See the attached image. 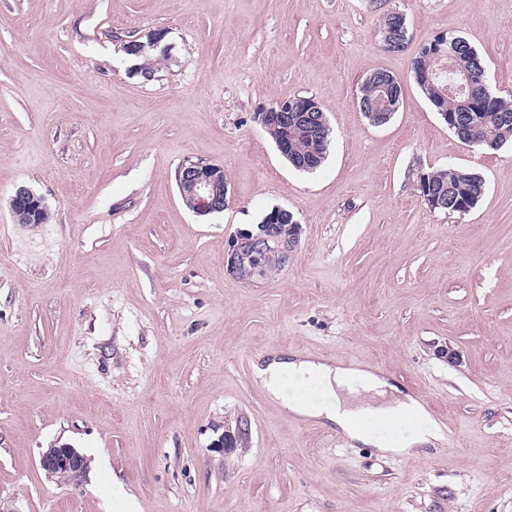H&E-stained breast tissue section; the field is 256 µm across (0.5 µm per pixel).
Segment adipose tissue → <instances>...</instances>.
Listing matches in <instances>:
<instances>
[{
  "label": "adipose tissue",
  "instance_id": "adipose-tissue-1",
  "mask_svg": "<svg viewBox=\"0 0 512 512\" xmlns=\"http://www.w3.org/2000/svg\"><path fill=\"white\" fill-rule=\"evenodd\" d=\"M253 379L293 414L339 428L351 440L382 452L413 454L442 439L424 407L370 366L345 367L273 351L254 363ZM289 382L301 385V393L286 395ZM388 418L402 425L399 438L366 426L367 421Z\"/></svg>",
  "mask_w": 512,
  "mask_h": 512
}]
</instances>
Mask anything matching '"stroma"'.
I'll return each mask as SVG.
<instances>
[{
	"mask_svg": "<svg viewBox=\"0 0 512 512\" xmlns=\"http://www.w3.org/2000/svg\"><path fill=\"white\" fill-rule=\"evenodd\" d=\"M157 31L147 79L122 42ZM440 33L512 98V0H0V512H512V143H461L415 83ZM380 68L402 103L377 127L357 95ZM293 95L332 130L312 173L256 119ZM198 159L224 168L222 213L182 203ZM451 164L486 183L462 215L417 189ZM21 186L48 223H15ZM275 207L294 248L238 278L239 232ZM269 350L378 368L448 434L337 445L255 384ZM64 444L78 481L40 466Z\"/></svg>",
	"mask_w": 512,
	"mask_h": 512,
	"instance_id": "1",
	"label": "stroma"
}]
</instances>
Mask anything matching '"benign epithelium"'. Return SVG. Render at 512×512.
I'll return each instance as SVG.
<instances>
[{
    "instance_id": "benign-epithelium-1",
    "label": "benign epithelium",
    "mask_w": 512,
    "mask_h": 512,
    "mask_svg": "<svg viewBox=\"0 0 512 512\" xmlns=\"http://www.w3.org/2000/svg\"><path fill=\"white\" fill-rule=\"evenodd\" d=\"M262 127L278 125L283 137L277 142L280 154L291 157V141L288 133L303 128L312 132L325 124V114L319 111L315 98H304L293 103L282 100L258 114ZM177 185L184 205L199 216H207L224 211L228 204V182L224 168L203 161L184 163L177 174ZM11 211L19 222L36 224L47 209L41 196L26 187L18 188L11 198ZM300 225L286 209L276 207L269 215L267 223L259 225V232L240 233V244L232 250L228 265L230 271L247 278L253 267L245 264L243 253L256 249L262 254H275L293 248L298 239ZM40 466L47 473L62 480L80 477L88 467L87 459L76 449L61 445L45 451L40 458Z\"/></svg>"
}]
</instances>
